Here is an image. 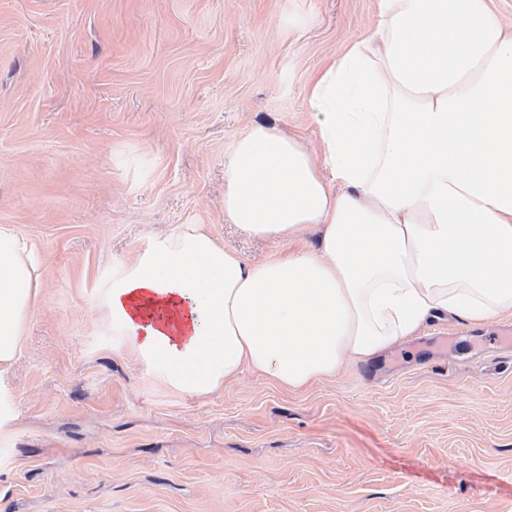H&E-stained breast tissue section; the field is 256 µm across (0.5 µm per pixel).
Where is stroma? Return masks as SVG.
Segmentation results:
<instances>
[{
    "instance_id": "stroma-1",
    "label": "stroma",
    "mask_w": 512,
    "mask_h": 512,
    "mask_svg": "<svg viewBox=\"0 0 512 512\" xmlns=\"http://www.w3.org/2000/svg\"><path fill=\"white\" fill-rule=\"evenodd\" d=\"M373 20V0H0V224L40 257L0 512H512V316L431 322L301 391L247 370L197 397L103 304L175 224L286 250L225 219L224 155L255 124L316 148L310 79Z\"/></svg>"
}]
</instances>
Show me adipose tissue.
<instances>
[{"label": "adipose tissue", "instance_id": "1", "mask_svg": "<svg viewBox=\"0 0 512 512\" xmlns=\"http://www.w3.org/2000/svg\"><path fill=\"white\" fill-rule=\"evenodd\" d=\"M319 153L256 125L224 157V215L312 247L251 262L200 224L112 268V333L156 379L206 396L243 368L292 391L432 320L512 315V29L493 0H375L314 76ZM34 246L0 225V380L34 311Z\"/></svg>", "mask_w": 512, "mask_h": 512}]
</instances>
